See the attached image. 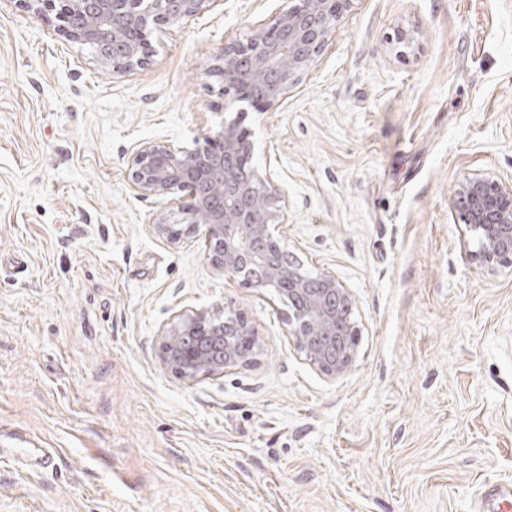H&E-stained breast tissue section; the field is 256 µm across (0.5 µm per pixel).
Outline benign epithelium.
I'll return each instance as SVG.
<instances>
[{"label":"benign epithelium","instance_id":"1","mask_svg":"<svg viewBox=\"0 0 512 512\" xmlns=\"http://www.w3.org/2000/svg\"><path fill=\"white\" fill-rule=\"evenodd\" d=\"M38 14L55 13L58 29L90 46L98 65L121 73L147 63L149 35L179 28L218 0H29ZM349 0H298L271 21L252 26L244 42L224 48L214 71L232 102L261 109L282 99L329 45ZM255 143L240 119L226 120L193 146L145 142L128 159L137 196L166 200L152 230L170 244L203 234L207 257L252 288L274 287L296 305L288 335L324 377L346 374L356 359L358 328L352 298L331 272L310 279L288 263L275 240L283 190L253 163ZM451 209L474 243L472 259L494 271L512 267V181L470 178ZM253 330L241 311L180 312L161 333L159 359L178 376L197 380L250 361Z\"/></svg>","mask_w":512,"mask_h":512}]
</instances>
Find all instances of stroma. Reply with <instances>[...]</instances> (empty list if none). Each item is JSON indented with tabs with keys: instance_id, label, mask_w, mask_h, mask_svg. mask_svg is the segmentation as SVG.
I'll list each match as a JSON object with an SVG mask.
<instances>
[{
	"instance_id": "35a3bbf8",
	"label": "stroma",
	"mask_w": 512,
	"mask_h": 512,
	"mask_svg": "<svg viewBox=\"0 0 512 512\" xmlns=\"http://www.w3.org/2000/svg\"><path fill=\"white\" fill-rule=\"evenodd\" d=\"M285 6L217 0L114 75L0 0V512H473L512 483V268H480L450 207L512 178V0H349L286 97L245 111L286 195L277 241L352 295L342 377L127 187L140 143L224 120L216 56ZM228 309L247 366L162 367L176 313Z\"/></svg>"
}]
</instances>
